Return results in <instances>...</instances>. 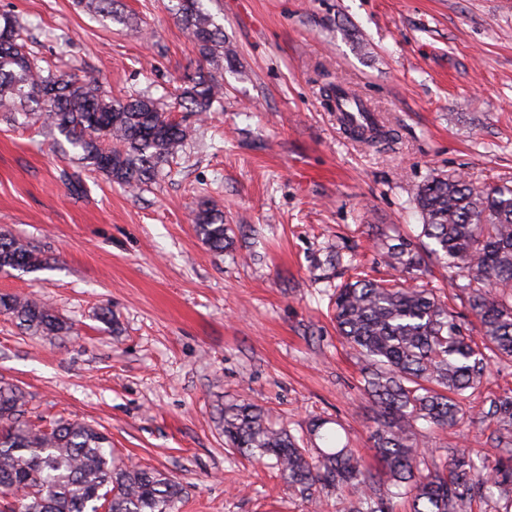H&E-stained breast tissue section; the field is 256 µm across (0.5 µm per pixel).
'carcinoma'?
Listing matches in <instances>:
<instances>
[{
	"mask_svg": "<svg viewBox=\"0 0 512 512\" xmlns=\"http://www.w3.org/2000/svg\"><path fill=\"white\" fill-rule=\"evenodd\" d=\"M83 12L123 24L119 0H75ZM189 32L199 61L236 70L237 55L203 0H169ZM15 15L0 13V114L19 126L37 123L73 149L82 167L121 186L142 189L182 151L190 129L172 120L149 94L116 99L95 80L42 66ZM224 98L223 75L198 70L185 77L179 106L214 111ZM350 135L373 142L388 136L378 122L366 127L340 118ZM423 217L415 243L399 234L377 242L385 263L408 274L403 284L359 277L336 289L333 317L343 343L362 361L363 390L376 408L371 433L379 468L371 470L332 434L312 432L325 447L304 448L265 410L240 402L224 407V443L256 464L268 460L288 488L308 496L346 489L349 512H393L406 499L411 512H467L476 496L512 512V458L479 466L461 453L443 460L417 436L418 425L454 428L464 421L495 426L498 448L512 446V394L493 397L478 414L469 399L490 373L492 360L512 362V186H479L459 174L435 176L419 186ZM195 231L213 251L224 252L223 213L201 205ZM436 264L448 268L476 317L478 335L448 306L447 296L424 280ZM41 265L40 250L0 230V271ZM0 315L29 336L49 340L72 325L50 304L0 295ZM29 399L0 380V495L8 512H174L184 486L161 470L116 460L109 439L91 424L59 418L37 425Z\"/></svg>",
	"mask_w": 512,
	"mask_h": 512,
	"instance_id": "carcinoma-1",
	"label": "carcinoma"
}]
</instances>
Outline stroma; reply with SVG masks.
Instances as JSON below:
<instances>
[{"label":"stroma","mask_w":512,"mask_h":512,"mask_svg":"<svg viewBox=\"0 0 512 512\" xmlns=\"http://www.w3.org/2000/svg\"><path fill=\"white\" fill-rule=\"evenodd\" d=\"M168 0H120L127 24L73 0H0L30 22L41 56L113 97L173 104L198 55ZM237 54L224 107L200 117L169 176L146 190L83 171L37 128L0 120V228L37 245L43 269L0 272V294L31 295L73 325L50 340L0 316V379L33 414L97 426L124 462L186 488L178 512H347L332 492L315 510L276 469L229 454L219 416L248 401L298 436L314 420L377 464L375 408L361 364L328 313L363 269L395 279L375 247L422 222L418 186L455 172L512 185V0H211ZM65 36L67 45L46 39ZM340 84L392 130L387 147L352 140L319 95ZM224 214L232 245L197 236L200 205ZM110 309L119 323L100 322ZM468 428L429 432L438 455L488 463L511 451Z\"/></svg>","instance_id":"stroma-1"}]
</instances>
